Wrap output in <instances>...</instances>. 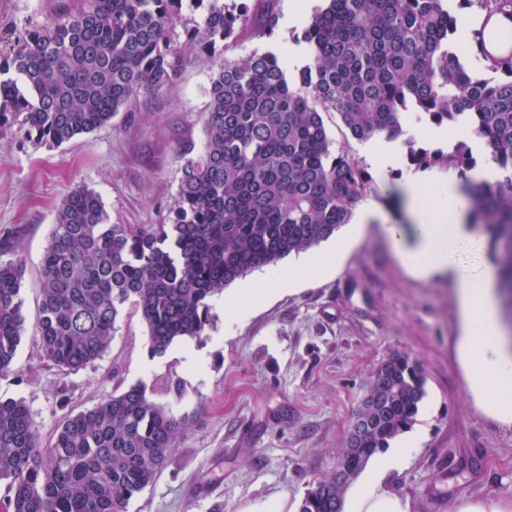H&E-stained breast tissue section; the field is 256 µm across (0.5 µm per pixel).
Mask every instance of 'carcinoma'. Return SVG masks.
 Listing matches in <instances>:
<instances>
[{"label": "carcinoma", "mask_w": 512, "mask_h": 512, "mask_svg": "<svg viewBox=\"0 0 512 512\" xmlns=\"http://www.w3.org/2000/svg\"><path fill=\"white\" fill-rule=\"evenodd\" d=\"M281 0H55L0 50V125L56 146L107 124L173 85L189 54L212 76L205 146L182 157L161 224H114L100 197L78 187L61 200L41 260L37 340L42 357L77 371L101 358L125 305L140 313L148 350L163 356L202 339L211 299L246 274L306 251L349 223L373 176L334 147L324 116L358 141L402 132L413 111L440 126L473 127L498 168L475 181L471 149L428 151L408 141L418 170L457 172L471 224L512 309V0H459L483 19L472 30L474 70L454 50L449 0H319L300 43L308 62L288 71L273 52L230 59L241 38L269 40ZM24 261H0V372L25 331ZM420 363L394 353L364 386L363 434L346 443L342 472L313 482L298 512H342L347 485L411 428L426 396ZM184 422L141 384L67 417L48 446L22 400H0L5 512H126L169 459Z\"/></svg>", "instance_id": "carcinoma-1"}]
</instances>
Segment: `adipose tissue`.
<instances>
[{
  "label": "adipose tissue",
  "instance_id": "ef3b65f1",
  "mask_svg": "<svg viewBox=\"0 0 512 512\" xmlns=\"http://www.w3.org/2000/svg\"><path fill=\"white\" fill-rule=\"evenodd\" d=\"M432 174L418 176L404 185L416 221V243L399 257L414 275L430 279L448 277L455 286L460 310L458 349L468 392L483 410L512 422V347L503 339L500 314L493 304L496 283L490 265L468 264L458 251L475 236L468 224V201L459 180H450L443 195L423 194ZM327 270L323 255H312L297 266L258 285L240 288L224 299L225 321L235 320L259 295L272 294L294 284L299 276H318ZM419 443L417 432L396 439L348 487L342 512H409V504L390 490L386 479L401 471L409 452Z\"/></svg>",
  "mask_w": 512,
  "mask_h": 512
}]
</instances>
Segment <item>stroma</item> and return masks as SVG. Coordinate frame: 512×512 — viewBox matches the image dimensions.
I'll return each mask as SVG.
<instances>
[{"label":"stroma","instance_id":"obj_1","mask_svg":"<svg viewBox=\"0 0 512 512\" xmlns=\"http://www.w3.org/2000/svg\"><path fill=\"white\" fill-rule=\"evenodd\" d=\"M317 0L282 20L265 47L292 48ZM51 0H0V34L16 37L43 19ZM210 69L191 58L169 88L141 100L98 130L56 147L30 140L19 125L0 128V259L21 254L25 332L0 398L24 400L41 443L68 415L135 383L175 417H191L166 467L135 495L128 512H297L310 482L332 474L359 408L363 386L391 353L415 357L426 396L415 430L418 452L391 488L411 512H455L469 501L494 508L512 499V423L477 406L459 361L457 298L447 279H419L398 252L415 239L403 185L416 170L406 152L379 165L370 144L351 138L337 117L336 146L367 164L377 191L368 200L391 238L371 226L326 276L254 305L236 322L213 309L208 336L151 356L139 313L125 307L118 330L93 365L64 374L36 339L41 259L55 207L73 188L96 192L115 224H159L178 189L181 154L201 151Z\"/></svg>","mask_w":512,"mask_h":512}]
</instances>
